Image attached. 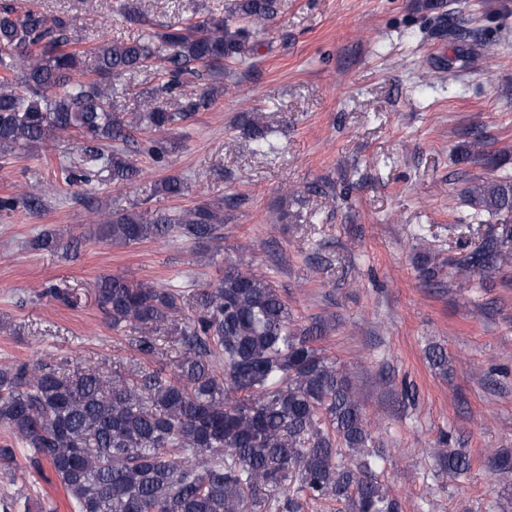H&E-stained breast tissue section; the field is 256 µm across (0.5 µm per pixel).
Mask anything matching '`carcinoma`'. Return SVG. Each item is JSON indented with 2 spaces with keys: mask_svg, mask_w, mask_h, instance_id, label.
Segmentation results:
<instances>
[{
  "mask_svg": "<svg viewBox=\"0 0 512 512\" xmlns=\"http://www.w3.org/2000/svg\"><path fill=\"white\" fill-rule=\"evenodd\" d=\"M278 0H224L193 24L175 21L133 41L111 40L73 49L68 26L35 9L0 6V159L39 148L57 136L75 135L84 167L63 170L69 185L89 181V170L107 171L114 183L142 174L112 148L136 131L180 128L210 104V92L191 98L181 111L143 99L127 115L111 110L102 88L110 77L152 62V43L169 47L159 64L160 90L182 87L200 65L209 73L224 62L246 63L253 37L277 14ZM188 184L168 176L158 191L180 198ZM466 193L480 213L497 218L479 245L451 264L466 273H488L512 264V174L475 182ZM23 207L40 213L36 194L0 197V211ZM224 204H199L176 212H114L102 225L114 245L165 242L179 236L197 243L218 237ZM78 244L54 230L30 241L39 251ZM98 308L149 363L112 373L70 367L53 357L0 368V426L25 448L31 464L47 465L73 512H262L265 492L292 491L288 512L311 504H335L336 512H404L402 497L385 488L377 470L385 450L376 446L359 393L347 374L315 343L322 327L293 323L274 283L238 261L224 276L205 283L189 301L175 286L130 285L101 278ZM181 349L171 370L170 345ZM430 365L448 371V352L433 345ZM230 461H224V453ZM441 470L460 477L470 470L466 454L447 448ZM493 471L512 469V455H489ZM18 466L15 448L0 445V470Z\"/></svg>",
  "mask_w": 512,
  "mask_h": 512,
  "instance_id": "carcinoma-1",
  "label": "carcinoma"
}]
</instances>
